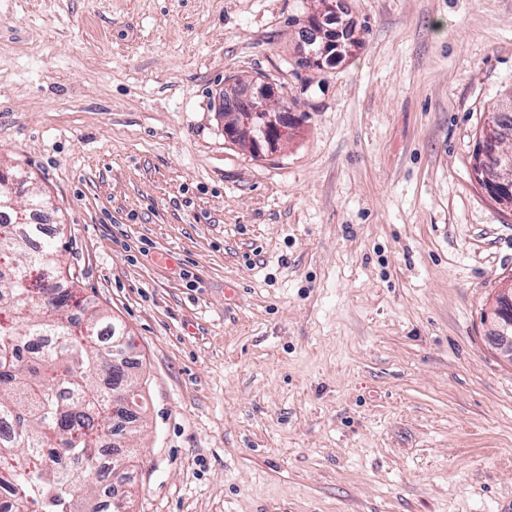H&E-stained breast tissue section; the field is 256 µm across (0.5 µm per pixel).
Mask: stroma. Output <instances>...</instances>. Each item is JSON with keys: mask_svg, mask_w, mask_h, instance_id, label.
<instances>
[{"mask_svg": "<svg viewBox=\"0 0 512 512\" xmlns=\"http://www.w3.org/2000/svg\"><path fill=\"white\" fill-rule=\"evenodd\" d=\"M0 0V168L48 201L144 397L128 512H501L512 364L482 315L512 211L478 185L512 0ZM293 123L228 139V80Z\"/></svg>", "mask_w": 512, "mask_h": 512, "instance_id": "1", "label": "stroma"}]
</instances>
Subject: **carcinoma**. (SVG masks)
<instances>
[{"mask_svg": "<svg viewBox=\"0 0 512 512\" xmlns=\"http://www.w3.org/2000/svg\"><path fill=\"white\" fill-rule=\"evenodd\" d=\"M33 191L17 217L0 186V495L10 512H113L101 482L132 459L106 457L118 391L136 388L114 370L124 329L60 285V246L41 236Z\"/></svg>", "mask_w": 512, "mask_h": 512, "instance_id": "1", "label": "carcinoma"}]
</instances>
